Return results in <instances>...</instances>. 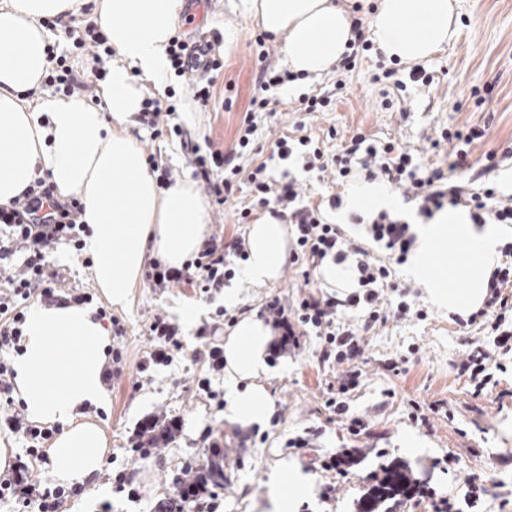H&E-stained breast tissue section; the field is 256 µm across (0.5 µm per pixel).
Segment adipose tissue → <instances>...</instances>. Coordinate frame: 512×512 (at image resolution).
Here are the masks:
<instances>
[{
  "mask_svg": "<svg viewBox=\"0 0 512 512\" xmlns=\"http://www.w3.org/2000/svg\"><path fill=\"white\" fill-rule=\"evenodd\" d=\"M86 0H0V205L9 204L42 173L62 195L77 196L81 220L91 233L84 251L93 278L115 308L126 307L149 259L182 267L202 248L211 222L209 207L191 178L160 189L129 129L142 108L141 81L163 86L167 47L182 0H98L94 20L118 59L102 87L101 104L74 94L40 97L31 106L49 66L50 33L42 22L77 14ZM234 14L253 18L272 35H286L294 71L322 75L347 50L352 19L335 0H232ZM453 0H377L374 41L386 60L421 62L451 41ZM397 201L376 182L353 180L345 189L340 220L371 217ZM417 242L408 271L429 300L460 316L483 303L487 280L499 264L502 229L476 224L464 207H447L415 227ZM288 230L272 216L253 224L246 238L245 281L264 288L281 276ZM442 275H432L434 263ZM25 351L14 363L16 394L28 416L63 431L48 455L58 483L97 493L89 478L102 467L104 431L81 411L106 392L108 331L92 308L41 305L25 325ZM80 337L73 346L72 337ZM273 329L245 315L224 342V399L231 422L264 424L272 405L263 382L270 370ZM313 478L293 460H281L269 481L272 512H295Z\"/></svg>",
  "mask_w": 512,
  "mask_h": 512,
  "instance_id": "adipose-tissue-1",
  "label": "adipose tissue"
}]
</instances>
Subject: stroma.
<instances>
[{"instance_id": "35a3bbf8", "label": "stroma", "mask_w": 512, "mask_h": 512, "mask_svg": "<svg viewBox=\"0 0 512 512\" xmlns=\"http://www.w3.org/2000/svg\"><path fill=\"white\" fill-rule=\"evenodd\" d=\"M192 4L183 0L175 24L190 42L209 47L210 57L223 67L213 75L210 106H201L180 78L168 75L164 88L144 82L145 98L164 97L174 91L175 121L194 144L214 141L231 145L250 105L261 90L256 77L261 67L278 71L287 68L286 40L278 38L269 54H262L254 38L261 33L260 23L233 14L228 0H206L201 17L190 18ZM96 8L87 0L79 14L68 16L66 27L82 28ZM54 29L51 37L58 53L63 54L73 71L89 72L93 66L89 52L75 49L65 29ZM435 81L422 86L408 83L399 90L389 80L376 81V74L387 67L379 51L365 52L355 68L344 78L346 94H337L335 74L299 79L277 87L279 101L274 128L260 127L255 136L257 149L244 155V170L267 162L275 179L290 175L306 189L311 202H324L323 215L335 223L336 211L327 207L337 187L318 173L305 171L303 160L291 157L271 159L272 132L293 134L294 122L304 125L303 132L323 139L327 153H335L353 133L364 132L375 139L398 138L426 164H441L442 157L432 149L428 137L441 129L462 124L487 125L486 148L498 149L512 142V0H458V22L454 39L424 61ZM493 85L490 100L476 104L473 87ZM327 93L334 101L329 111L308 114L296 112V102L306 94ZM335 137H328V130ZM144 153L154 154L159 165L172 168L177 177L193 175L195 167L179 138H151L146 125L132 130ZM291 300L294 283L289 276L266 288L242 292L240 303L225 308L223 296L206 298L188 286L166 291L137 287L128 308L117 311L126 334L121 341L127 363L124 379L115 383L101 403L95 422L104 429L109 443L103 473L112 468L130 467L140 492L137 502L113 496L108 481H101V491L92 500L77 497L68 502V512H98L102 501L112 503V512H152L156 501L172 496L174 478L189 461L205 463L207 456L198 437L205 426L223 434L228 457L224 461V487L217 512H254L253 505L268 491L269 474L283 457L298 462L312 474L315 486L336 487L333 500L321 501L318 495L304 500L306 512H355L358 499L375 485L382 466L408 464L416 486L404 497L401 512H433L432 496L464 500L468 487L465 479L476 475L485 491L470 512H512V357L503 358V370L493 371L496 387L482 396L472 397L471 387L459 368L466 340L489 346L492 336L478 327H461L447 311L431 304L426 296L415 299L416 307L427 311L426 320L409 318L390 321L369 337L359 387L348 392V413L361 416L369 431L351 435L343 418L331 417L324 406L328 385L336 379L334 368L319 364L316 337L304 339L302 348L283 354L270 362L272 371L265 381L272 402L269 421L260 426L258 441H242L239 426L228 421L214 401L197 394L194 381L206 372L203 364L175 360L172 366L156 370L140 379L138 365L148 349L144 325L154 310H161L178 323L182 339L195 344L200 325L214 323L217 308H224L229 319H239L242 312L259 313L272 296ZM187 305L199 310L193 325L181 324L179 311ZM407 356L400 374L384 371V359ZM443 401L445 413L430 414L429 426L409 420L412 405L421 408ZM156 409L181 417L183 431L173 447L162 455L132 460L127 437L134 423ZM318 427L322 435L313 448L287 447L288 438L302 434L304 428ZM417 439L413 452L403 449L406 437ZM357 450V462L347 471H323L312 461L321 455H340ZM454 458L453 473L443 471L441 462Z\"/></svg>"}]
</instances>
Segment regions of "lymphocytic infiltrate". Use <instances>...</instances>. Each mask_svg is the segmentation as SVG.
<instances>
[{"mask_svg":"<svg viewBox=\"0 0 512 512\" xmlns=\"http://www.w3.org/2000/svg\"><path fill=\"white\" fill-rule=\"evenodd\" d=\"M270 100L264 96L251 100L235 144L221 147H193L192 162L205 192L217 205H224L239 192L240 160L248 152L258 131V119L268 113ZM487 131L478 125L464 124L446 128L432 139L435 149H447V167H425L399 142H378L366 134H353L336 154L325 155L310 137L297 139L281 135L274 142L279 159L300 154L308 169L331 173L336 185H343L356 172L366 179H381L400 190L406 203L411 204L418 217L432 218L445 206H464L476 224H512V194L500 193L490 182L448 178V171L465 170L469 158L486 137ZM246 174V173H243ZM252 196L250 206L242 208L241 221H248L253 208L266 209L276 219L291 224L294 247L291 265L299 285L293 303L272 297L266 302L262 315L271 322L280 336L271 343L274 355L300 346L301 337L315 335L320 343L316 357L320 363L338 367L336 387L330 390L325 406L342 415L347 411L344 396L359 386L362 371L358 363L367 348L366 339L375 335L389 319H404L415 315L426 319L427 313L413 309L409 298L411 285L393 280V265L403 264L415 242L408 222L397 215L381 212L369 223L366 240L344 238L337 225L324 222L320 207L303 203V192L296 179L277 181L269 176L266 163H259L246 174ZM83 205L77 197L59 200L54 184L37 179L22 197L11 206L0 207V350L21 351L23 327L26 323V304L33 296L54 305L70 303L83 305L93 299L89 289H71L57 294L59 272L49 269L45 262L46 247L64 243L82 250L85 225L77 218ZM388 253L387 259L372 256L371 247ZM502 261L491 273L487 294L480 309L473 312L469 324L489 328L494 337L493 347L469 345L461 363L468 373L474 395H482L491 381L490 370L498 360L512 353V322L506 313L512 308V241L501 248ZM246 253L239 238L224 239L213 235L191 262L183 267L153 264L144 275L147 287L163 290L181 285L211 296L223 288L235 274L236 263ZM341 263L355 258L358 271L357 292L338 298L323 292L316 270L326 258ZM396 292L397 302H390L388 292ZM362 309L363 316L356 324L340 321L344 307ZM217 324H204L197 332L199 343L188 347L179 328L160 312L153 313L144 329L150 351L139 365L140 372L156 366L171 365L174 359L195 363L205 361L208 374L197 381L198 390L217 399L212 377L224 372V345ZM16 374L7 361L0 360V430L22 438L28 460L44 456L42 445L53 435L52 428L34 424L26 413L23 401L14 397ZM180 418L154 413L139 420L129 439L131 452L138 457L161 455L171 447L182 431ZM27 460V462H28ZM27 462L14 468L10 475H0V501L12 503L14 512H62L68 498L81 495L82 486L65 488L52 484L50 479L32 480ZM175 501L159 502L157 512H216L219 493L207 473L206 466L186 465Z\"/></svg>","mask_w":512,"mask_h":512,"instance_id":"obj_1","label":"lymphocytic infiltrate"}]
</instances>
